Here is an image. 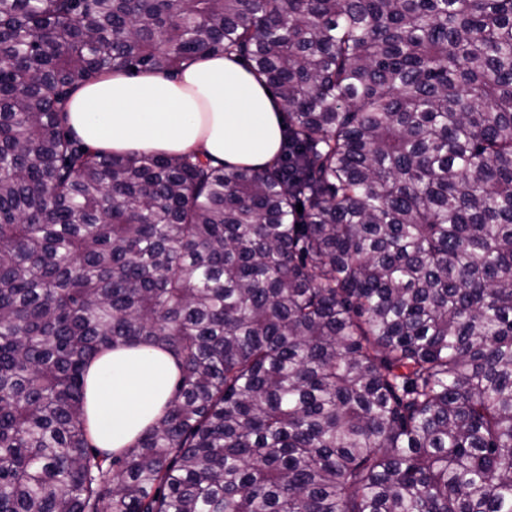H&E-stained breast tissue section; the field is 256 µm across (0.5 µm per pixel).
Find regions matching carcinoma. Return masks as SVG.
Returning a JSON list of instances; mask_svg holds the SVG:
<instances>
[{"instance_id":"1","label":"carcinoma","mask_w":512,"mask_h":512,"mask_svg":"<svg viewBox=\"0 0 512 512\" xmlns=\"http://www.w3.org/2000/svg\"><path fill=\"white\" fill-rule=\"evenodd\" d=\"M204 54L278 96L267 167L69 128ZM139 344L179 375L105 452ZM0 512H512V0H0ZM108 373L112 386L104 387ZM178 375L175 360L146 345L104 353L86 375V414L93 443L105 451L131 445L163 416Z\"/></svg>"}]
</instances>
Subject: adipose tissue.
Here are the masks:
<instances>
[{
    "label": "adipose tissue",
    "instance_id": "obj_1",
    "mask_svg": "<svg viewBox=\"0 0 512 512\" xmlns=\"http://www.w3.org/2000/svg\"><path fill=\"white\" fill-rule=\"evenodd\" d=\"M71 129L88 147L162 155L200 151L214 164L259 168L279 153L280 105L264 83L223 55H205L178 75L115 71L85 84L67 105ZM178 374L174 359L146 345L104 353L86 375L94 444L131 445L155 424Z\"/></svg>",
    "mask_w": 512,
    "mask_h": 512
}]
</instances>
